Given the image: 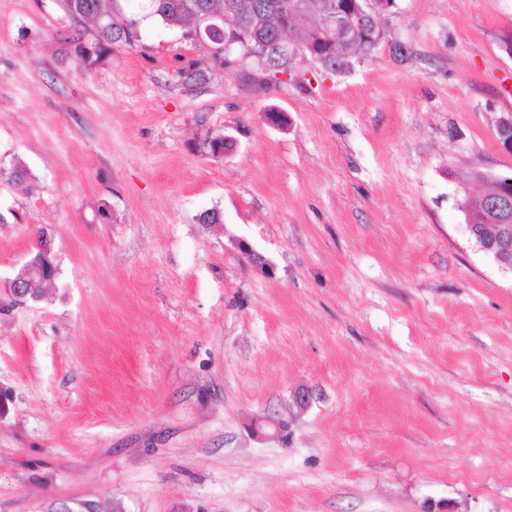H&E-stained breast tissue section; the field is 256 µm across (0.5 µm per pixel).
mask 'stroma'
Wrapping results in <instances>:
<instances>
[{"instance_id": "obj_1", "label": "stroma", "mask_w": 512, "mask_h": 512, "mask_svg": "<svg viewBox=\"0 0 512 512\" xmlns=\"http://www.w3.org/2000/svg\"><path fill=\"white\" fill-rule=\"evenodd\" d=\"M380 23L263 88L157 21L83 68L65 0H0V281L59 269L0 309V512H512V272L461 209L512 171V0ZM37 251V254L23 265L25 273L3 283L1 291L3 290L15 303L36 300L38 289L48 280L47 278L53 276L52 265H45V262H49L52 241L48 238L40 240Z\"/></svg>"}]
</instances>
